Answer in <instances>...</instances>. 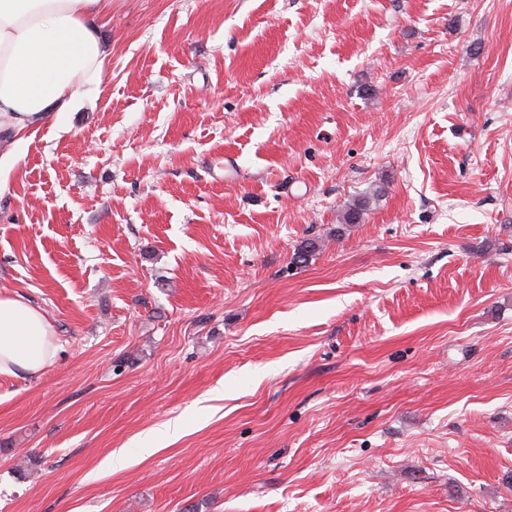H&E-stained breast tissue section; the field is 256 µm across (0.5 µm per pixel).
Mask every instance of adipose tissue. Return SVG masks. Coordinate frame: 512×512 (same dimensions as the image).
<instances>
[{"label": "adipose tissue", "instance_id": "obj_1", "mask_svg": "<svg viewBox=\"0 0 512 512\" xmlns=\"http://www.w3.org/2000/svg\"><path fill=\"white\" fill-rule=\"evenodd\" d=\"M101 0H0V131L19 136L70 111L105 62ZM45 313L0 294V377L43 372L56 357Z\"/></svg>", "mask_w": 512, "mask_h": 512}]
</instances>
